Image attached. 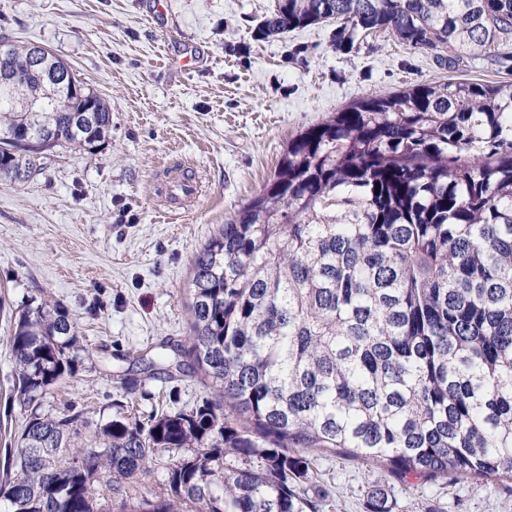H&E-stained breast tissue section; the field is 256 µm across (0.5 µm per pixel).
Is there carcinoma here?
<instances>
[{
  "label": "carcinoma",
  "mask_w": 512,
  "mask_h": 512,
  "mask_svg": "<svg viewBox=\"0 0 512 512\" xmlns=\"http://www.w3.org/2000/svg\"><path fill=\"white\" fill-rule=\"evenodd\" d=\"M338 22L336 49L387 32L415 50L508 61L512 0H276L263 39ZM0 182L35 149L91 151L112 112L45 96L30 46L0 42ZM188 345L215 397L150 424L42 411L85 348L59 304L16 315L25 416L0 512H110L166 459L163 491L125 512H320L309 449L400 477L512 482V86L466 79L358 99L289 140L272 179L195 255Z\"/></svg>",
  "instance_id": "obj_1"
}]
</instances>
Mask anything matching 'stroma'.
I'll return each mask as SVG.
<instances>
[{"mask_svg":"<svg viewBox=\"0 0 512 512\" xmlns=\"http://www.w3.org/2000/svg\"><path fill=\"white\" fill-rule=\"evenodd\" d=\"M275 0H0V38L47 47L106 99L112 127L88 152L59 148L41 172L0 184V465L23 418L13 400L8 334L15 314L60 303L90 356L44 403L93 421L118 408L148 423L207 392L196 374L146 376L189 334L195 254L273 177L290 139L358 99L455 79L512 85V62L441 65L387 33L336 50L324 22L261 40ZM192 169L203 193L178 218L156 202L161 176ZM137 379L135 391L122 381ZM322 512H512V484L400 479L378 466L314 451Z\"/></svg>","mask_w":512,"mask_h":512,"instance_id":"35a3bbf8","label":"stroma"}]
</instances>
